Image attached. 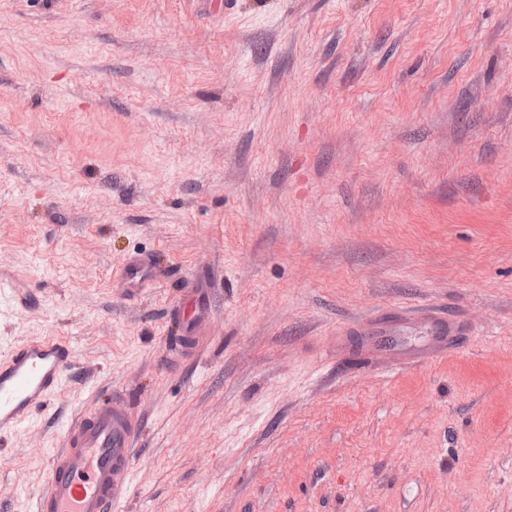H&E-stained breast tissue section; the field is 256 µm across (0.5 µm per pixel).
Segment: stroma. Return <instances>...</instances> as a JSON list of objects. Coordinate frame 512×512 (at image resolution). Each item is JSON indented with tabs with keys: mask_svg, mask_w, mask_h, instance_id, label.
Wrapping results in <instances>:
<instances>
[{
	"mask_svg": "<svg viewBox=\"0 0 512 512\" xmlns=\"http://www.w3.org/2000/svg\"><path fill=\"white\" fill-rule=\"evenodd\" d=\"M0 281V346L74 350L0 512L115 390L114 512H512V0H0ZM423 305L446 358H337L369 319L422 344ZM151 261L134 258L129 260L121 271V278L131 291L137 290L149 278ZM211 314L210 295L206 288H196L194 294L181 305L171 309V316L183 319V335L175 336V346L185 356H192L204 342V324Z\"/></svg>",
	"mask_w": 512,
	"mask_h": 512,
	"instance_id": "1",
	"label": "stroma"
}]
</instances>
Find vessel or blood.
<instances>
[{
	"instance_id": "vessel-or-blood-1",
	"label": "vessel or blood",
	"mask_w": 512,
	"mask_h": 512,
	"mask_svg": "<svg viewBox=\"0 0 512 512\" xmlns=\"http://www.w3.org/2000/svg\"><path fill=\"white\" fill-rule=\"evenodd\" d=\"M148 260H129L121 271L128 288H139L149 277ZM211 314L207 289H196L171 315L184 321L175 344L186 356L195 354L205 340L204 324ZM381 327L370 321L343 328L338 334L340 353L351 350V336L362 348L360 363L369 365L378 357ZM453 339L447 330L435 328L428 340L413 350H392L386 355L394 370L417 367L445 357ZM69 343L44 337L27 341L0 354V434L29 423L61 386L71 366ZM138 424L125 397L113 392L107 399L73 418L64 429L59 448L49 455V481L41 491L34 512H113L123 491L132 482Z\"/></svg>"
}]
</instances>
